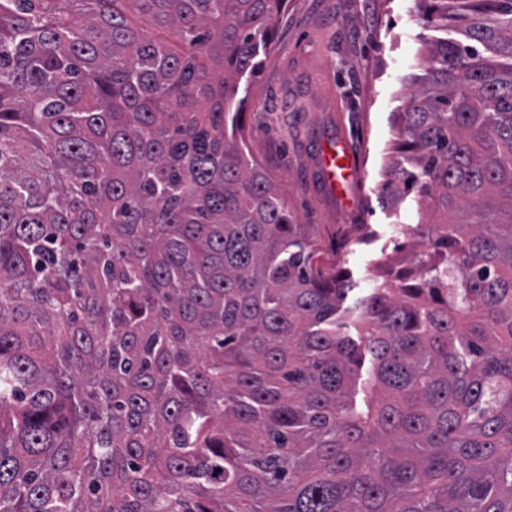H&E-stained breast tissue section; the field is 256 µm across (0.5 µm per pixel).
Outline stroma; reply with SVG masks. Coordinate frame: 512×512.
<instances>
[{
    "label": "stroma",
    "instance_id": "stroma-1",
    "mask_svg": "<svg viewBox=\"0 0 512 512\" xmlns=\"http://www.w3.org/2000/svg\"><path fill=\"white\" fill-rule=\"evenodd\" d=\"M424 30L414 0H288L262 71L243 79L247 104L238 117L246 151L272 177L299 223L323 245L336 229L365 225L362 243L341 255L354 289L348 303L378 284L379 265L402 261L396 230L413 198L393 204L381 187L410 82L422 75ZM340 136L361 167L354 201L344 208L323 190L317 171L323 135Z\"/></svg>",
    "mask_w": 512,
    "mask_h": 512
}]
</instances>
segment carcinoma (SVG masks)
Segmentation results:
<instances>
[{
  "mask_svg": "<svg viewBox=\"0 0 512 512\" xmlns=\"http://www.w3.org/2000/svg\"><path fill=\"white\" fill-rule=\"evenodd\" d=\"M286 2L0 0V512H512V0H416L354 307L238 139Z\"/></svg>",
  "mask_w": 512,
  "mask_h": 512,
  "instance_id": "cac0c4a2",
  "label": "carcinoma"
}]
</instances>
